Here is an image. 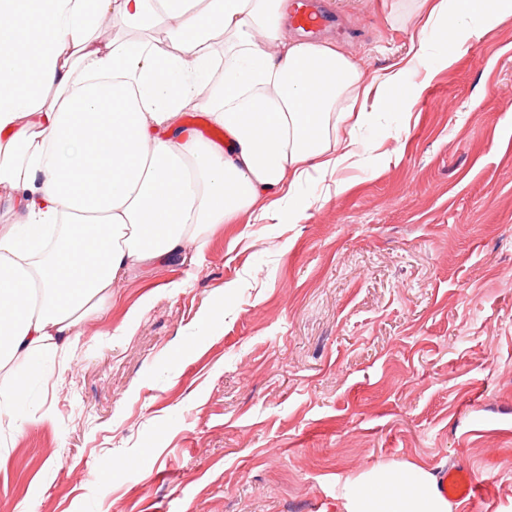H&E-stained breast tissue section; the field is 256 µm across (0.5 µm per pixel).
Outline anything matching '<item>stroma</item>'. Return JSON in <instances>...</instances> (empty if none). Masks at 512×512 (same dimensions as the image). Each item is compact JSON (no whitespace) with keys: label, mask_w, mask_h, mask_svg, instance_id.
<instances>
[{"label":"stroma","mask_w":512,"mask_h":512,"mask_svg":"<svg viewBox=\"0 0 512 512\" xmlns=\"http://www.w3.org/2000/svg\"><path fill=\"white\" fill-rule=\"evenodd\" d=\"M324 40L368 75L412 46L415 0H330ZM366 164L245 212L202 252L135 266L68 353L42 357L0 448V512H338L379 463L468 467L512 512V14Z\"/></svg>","instance_id":"obj_1"}]
</instances>
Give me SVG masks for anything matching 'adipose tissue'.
<instances>
[{
  "mask_svg": "<svg viewBox=\"0 0 512 512\" xmlns=\"http://www.w3.org/2000/svg\"><path fill=\"white\" fill-rule=\"evenodd\" d=\"M411 50L366 77L331 43L289 37L288 0H0V405L12 371L70 348L138 263L201 246L205 227L260 209L298 219L293 191L368 152L336 127L405 112L411 74L452 66L512 0H423ZM120 21L126 38H106ZM165 31L161 52L152 31ZM224 37L216 50L212 34ZM224 140L187 130V106ZM341 512H452L432 470L367 467Z\"/></svg>",
  "mask_w": 512,
  "mask_h": 512,
  "instance_id": "adipose-tissue-1",
  "label": "adipose tissue"
}]
</instances>
